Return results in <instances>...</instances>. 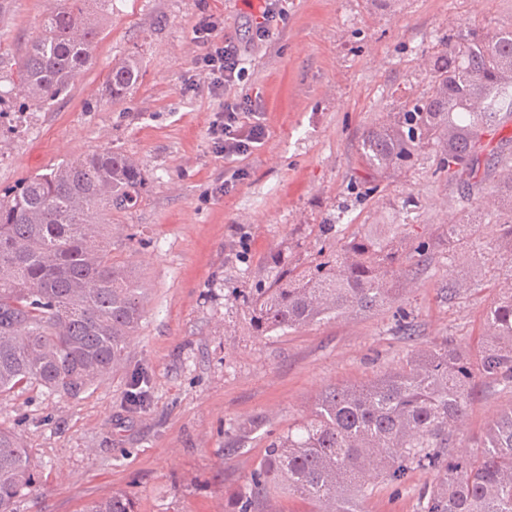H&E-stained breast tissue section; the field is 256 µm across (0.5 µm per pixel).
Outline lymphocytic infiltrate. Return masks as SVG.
Returning <instances> with one entry per match:
<instances>
[{
    "mask_svg": "<svg viewBox=\"0 0 512 512\" xmlns=\"http://www.w3.org/2000/svg\"><path fill=\"white\" fill-rule=\"evenodd\" d=\"M260 15L250 19L242 32L228 35L222 18L211 16L195 25L193 40L199 52L189 79L191 88L207 90L217 101L208 135L215 153L229 166L222 186L232 189L245 175L237 163L254 154L269 136L265 117L256 99L231 95V88L242 81L244 54L248 46L270 41L285 8L282 0H263Z\"/></svg>",
    "mask_w": 512,
    "mask_h": 512,
    "instance_id": "obj_1",
    "label": "lymphocytic infiltrate"
}]
</instances>
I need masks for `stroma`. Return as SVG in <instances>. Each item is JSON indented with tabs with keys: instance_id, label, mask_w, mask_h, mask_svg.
Instances as JSON below:
<instances>
[{
	"instance_id": "35a3bbf8",
	"label": "stroma",
	"mask_w": 512,
	"mask_h": 512,
	"mask_svg": "<svg viewBox=\"0 0 512 512\" xmlns=\"http://www.w3.org/2000/svg\"><path fill=\"white\" fill-rule=\"evenodd\" d=\"M50 5L0 0V48L11 51L1 63L12 64ZM259 11L252 0H112L68 96L0 125V193L102 148L147 174L137 204L112 214V258L133 265L146 297L125 368L76 395L29 387L0 398V428L21 438L35 474L16 512H81L110 491L137 512H237L267 445L326 389L368 383L435 343L480 359L507 215L486 190L462 207L430 151L370 195L353 184L364 130L427 95L447 43L512 30V0H288L271 40L248 47L236 88L259 94L270 135L243 161L237 188L217 197L224 160L207 137L216 102L186 86L192 29L213 14L232 32ZM125 57L141 77L114 99L107 72ZM465 216L479 225L477 246L449 253L446 231ZM383 222L426 245L399 266L409 281L400 308L255 332L244 298L272 279L274 254L307 266L321 258L319 225H336L341 244ZM451 278L467 286L449 300ZM402 312L414 337L396 328ZM137 377L148 397L134 405ZM475 392L459 456L512 406V389L493 380L476 377Z\"/></svg>"
}]
</instances>
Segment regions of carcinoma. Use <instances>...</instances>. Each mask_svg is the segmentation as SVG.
Wrapping results in <instances>:
<instances>
[{"instance_id":"obj_1","label":"carcinoma","mask_w":512,"mask_h":512,"mask_svg":"<svg viewBox=\"0 0 512 512\" xmlns=\"http://www.w3.org/2000/svg\"><path fill=\"white\" fill-rule=\"evenodd\" d=\"M112 0H56L0 91V124L11 112L41 108L66 95L92 60L100 39L89 6ZM427 96L365 129L356 184L373 193L388 173L435 151V173L472 202L494 169L512 167V137L492 140L512 122V30L451 45L434 63ZM131 59L107 75L120 99L137 83ZM147 176L137 162L110 149L64 161L26 178L0 197V396L28 385L76 395L126 361L139 329L145 294L136 273L112 260V210L137 200ZM500 211L512 215V179H499ZM472 222L448 226V251L472 236ZM411 247L404 224H366L319 262L273 260L275 274L251 300V322L263 336L377 311L402 299L395 264ZM486 348L473 365L458 348L428 346L393 373L363 385L326 390L308 416L272 441L238 498V512L265 508L273 490L299 494L316 512H363L372 489L365 476L399 490L414 470L436 481L418 491L421 512H512V406L487 428L469 457L450 452L457 423L483 376L512 384V288L485 312ZM35 477L17 436L0 429V512ZM82 512H134L112 493Z\"/></svg>"}]
</instances>
